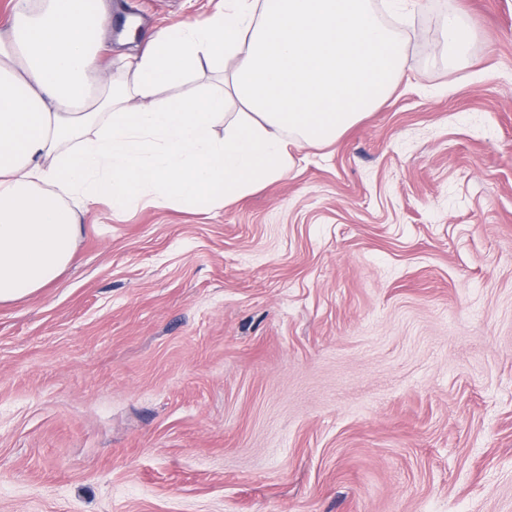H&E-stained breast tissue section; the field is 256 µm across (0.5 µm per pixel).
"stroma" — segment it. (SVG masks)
<instances>
[{
    "label": "stroma",
    "mask_w": 512,
    "mask_h": 512,
    "mask_svg": "<svg viewBox=\"0 0 512 512\" xmlns=\"http://www.w3.org/2000/svg\"><path fill=\"white\" fill-rule=\"evenodd\" d=\"M219 3L117 0L112 75ZM398 28L334 145L218 208L98 206L0 304V512H512V0ZM442 37L449 61H459L469 53L474 33L468 23L451 12L444 21Z\"/></svg>",
    "instance_id": "stroma-1"
}]
</instances>
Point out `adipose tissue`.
I'll list each match as a JSON object with an SVG mask.
<instances>
[{"mask_svg": "<svg viewBox=\"0 0 512 512\" xmlns=\"http://www.w3.org/2000/svg\"><path fill=\"white\" fill-rule=\"evenodd\" d=\"M12 2L0 30V304L66 272L91 206H222L280 178L291 147L336 143L404 77L407 40L371 0H224L150 33L117 81L101 65L103 5ZM207 72L205 92L162 97ZM231 96L242 117L228 124Z\"/></svg>", "mask_w": 512, "mask_h": 512, "instance_id": "adipose-tissue-1", "label": "adipose tissue"}]
</instances>
